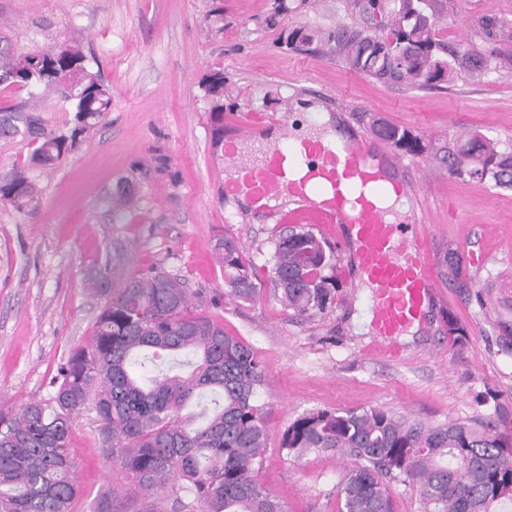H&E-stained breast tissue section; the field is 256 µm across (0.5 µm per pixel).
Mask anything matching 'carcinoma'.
I'll return each instance as SVG.
<instances>
[{
	"instance_id": "cac0c4a2",
	"label": "carcinoma",
	"mask_w": 512,
	"mask_h": 512,
	"mask_svg": "<svg viewBox=\"0 0 512 512\" xmlns=\"http://www.w3.org/2000/svg\"><path fill=\"white\" fill-rule=\"evenodd\" d=\"M353 22L331 30L303 25L282 32L290 48L315 47L345 68L394 86L432 89L464 73L480 79L512 64V27L484 16L486 46H448L438 36L443 0H350ZM0 85L29 98L0 107V137L34 145L30 164L0 182V201L19 213L34 208L39 188L29 175L49 170L85 130L109 112L112 91L86 65L80 46L59 40L46 52L0 58ZM62 92L73 122L68 133L45 127L34 89ZM202 88L211 111H223L224 73ZM372 133L404 155L431 145L416 131L370 118ZM448 170L512 189V145L480 135L448 152ZM225 295L259 299L257 266L226 236L215 245ZM284 309L313 315L332 304L338 283L333 249L309 227L284 230L267 261ZM115 268L91 279L105 303L90 345L73 350L50 381L51 392L11 418L0 416V512H71L76 495L72 427L91 416L102 457L134 488L119 511L106 495L94 512H287L260 481L267 448L263 368L256 353L224 333L215 318L193 311L197 293L161 269L113 287ZM467 329L448 319L462 347ZM281 448L302 458L333 451L351 461L337 487L338 512H394L386 479L415 489L422 512H505L512 505V434L496 422L450 420L428 426L383 407L316 409L290 422ZM167 490L160 501L154 491Z\"/></svg>"
}]
</instances>
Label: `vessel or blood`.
<instances>
[{"mask_svg":"<svg viewBox=\"0 0 512 512\" xmlns=\"http://www.w3.org/2000/svg\"><path fill=\"white\" fill-rule=\"evenodd\" d=\"M224 160L228 189L245 193L266 213L279 214L280 200L291 196L330 222L350 225L356 263L374 290L372 323L379 335H395L422 315L436 285L430 256L420 244L426 229L392 222L378 204L384 196L403 202L414 188L373 168L364 146L334 149L313 140L300 151L278 152L258 163L228 144Z\"/></svg>","mask_w":512,"mask_h":512,"instance_id":"vessel-or-blood-1","label":"vessel or blood"}]
</instances>
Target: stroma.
<instances>
[{
	"label": "stroma",
	"instance_id": "1",
	"mask_svg": "<svg viewBox=\"0 0 512 512\" xmlns=\"http://www.w3.org/2000/svg\"><path fill=\"white\" fill-rule=\"evenodd\" d=\"M439 36L480 48L478 27L491 15L512 25V0H446ZM272 0H224L213 22L211 0H0V49L48 51L60 37L79 43L112 90L100 123L55 168L36 171L35 209L0 203V415L46 397L48 382L71 351L89 345L103 304L88 291V270L116 268L114 287L158 268L185 276L201 292L202 310L251 347L264 368L258 402L266 411L263 484L288 512H337V484L347 462L323 452L301 459L280 439L297 416L314 409L390 408L429 425L451 419L512 421V351L501 346L499 302L512 297V189L449 174L448 149L474 133L512 143V68L481 80L458 75L439 89L385 85L280 40L264 24ZM281 27L350 22L347 0H290ZM224 73V137L241 139L240 120L287 118L290 128L338 120L349 142L375 144L370 116L422 134L431 154L403 156L379 147L387 171L410 178V202L396 221L425 225L437 290L422 320L397 335L370 324L373 290L340 243L346 224H314L333 247L340 273L335 301L300 317L273 297L262 269L278 224L245 215L226 193L223 157L201 80ZM311 109L295 111L298 101ZM240 241L259 265V300L225 295L217 239ZM456 252L458 279L448 277ZM469 330L452 347L447 321ZM79 492L72 512H92L98 494L124 505L128 479L111 469L90 439L87 419L71 436Z\"/></svg>",
	"mask_w": 512,
	"mask_h": 512
}]
</instances>
